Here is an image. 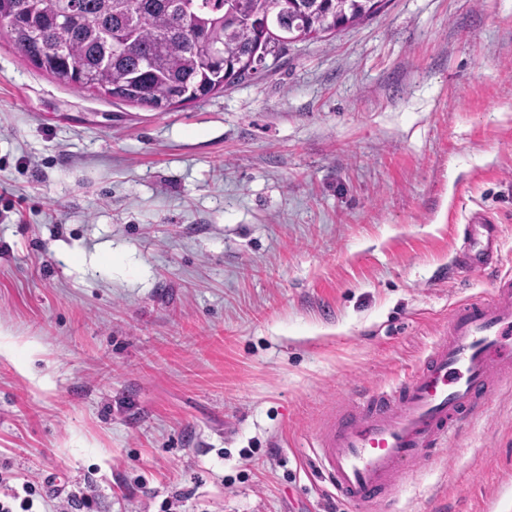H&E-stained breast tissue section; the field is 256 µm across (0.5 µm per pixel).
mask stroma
Listing matches in <instances>:
<instances>
[{
	"label": "stroma",
	"instance_id": "stroma-1",
	"mask_svg": "<svg viewBox=\"0 0 512 512\" xmlns=\"http://www.w3.org/2000/svg\"><path fill=\"white\" fill-rule=\"evenodd\" d=\"M498 272L457 273L464 226ZM512 275V0H388L166 112L0 35V497L358 512L311 446ZM388 512H512V387ZM469 234L463 246L464 267L469 272H482L496 263L500 245V231L496 224H488L480 215L472 218Z\"/></svg>",
	"mask_w": 512,
	"mask_h": 512
}]
</instances>
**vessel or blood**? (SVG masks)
<instances>
[{
  "instance_id": "b4317fda",
  "label": "vessel or blood",
  "mask_w": 512,
  "mask_h": 512,
  "mask_svg": "<svg viewBox=\"0 0 512 512\" xmlns=\"http://www.w3.org/2000/svg\"><path fill=\"white\" fill-rule=\"evenodd\" d=\"M498 225L474 216L464 267L496 263ZM512 380V279L490 297L455 307L422 365L393 385L348 400L325 420L313 452L345 503L377 512L399 490L410 464L430 458Z\"/></svg>"
}]
</instances>
